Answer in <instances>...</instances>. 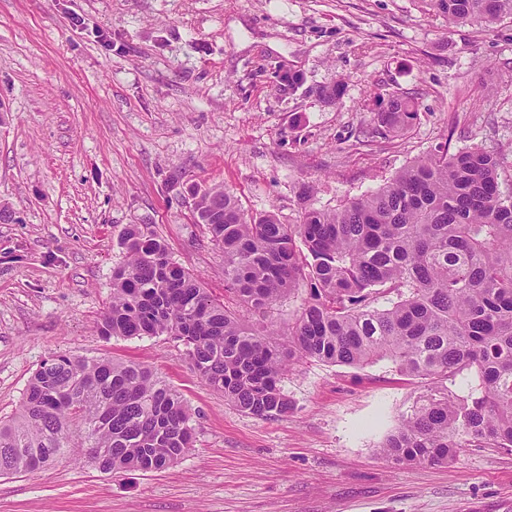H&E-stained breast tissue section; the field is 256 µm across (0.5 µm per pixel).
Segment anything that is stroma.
I'll return each instance as SVG.
<instances>
[{"instance_id": "1", "label": "stroma", "mask_w": 512, "mask_h": 512, "mask_svg": "<svg viewBox=\"0 0 512 512\" xmlns=\"http://www.w3.org/2000/svg\"><path fill=\"white\" fill-rule=\"evenodd\" d=\"M339 80V100L319 97ZM394 92L416 101L412 126L359 137ZM444 143L497 154L512 193V19L452 27L419 0H0V419L67 353L149 366L194 426L159 471L111 477L65 455L0 477V512H512V448L381 455L427 388L388 362L292 364L290 411L257 418L170 337L99 333L129 224L223 296L190 187L293 224L302 185L333 210Z\"/></svg>"}]
</instances>
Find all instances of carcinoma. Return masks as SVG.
<instances>
[{
	"instance_id": "obj_1",
	"label": "carcinoma",
	"mask_w": 512,
	"mask_h": 512,
	"mask_svg": "<svg viewBox=\"0 0 512 512\" xmlns=\"http://www.w3.org/2000/svg\"><path fill=\"white\" fill-rule=\"evenodd\" d=\"M421 2L450 26L512 17V0ZM417 112L393 94L367 135L401 133ZM502 173L479 146H445L334 211L304 206L297 224L245 215L222 185L196 190V221L224 256V292L263 313L307 289L286 338L213 298L148 224L124 231L101 334L172 337L205 384L258 418L288 412L280 382L294 362L387 360L433 384L386 438L389 461L439 465L463 448H512V194L500 190ZM465 372L480 395L448 394L444 382ZM193 431L186 402L148 366L54 354L0 421V476L77 448L114 477L162 470L193 446Z\"/></svg>"
}]
</instances>
